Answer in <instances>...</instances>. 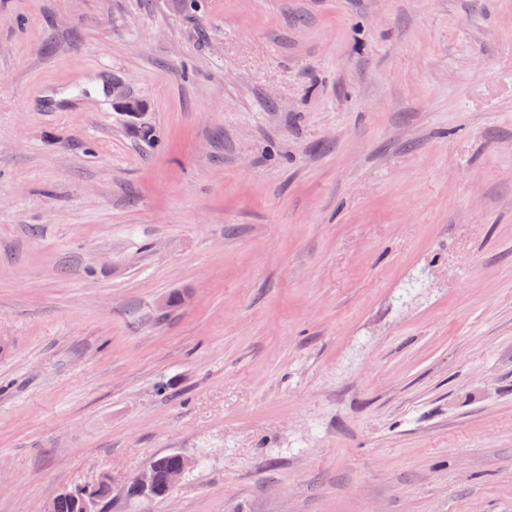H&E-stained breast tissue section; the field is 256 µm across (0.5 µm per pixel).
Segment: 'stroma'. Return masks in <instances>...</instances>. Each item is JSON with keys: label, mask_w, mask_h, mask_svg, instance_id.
Returning <instances> with one entry per match:
<instances>
[{"label": "stroma", "mask_w": 512, "mask_h": 512, "mask_svg": "<svg viewBox=\"0 0 512 512\" xmlns=\"http://www.w3.org/2000/svg\"><path fill=\"white\" fill-rule=\"evenodd\" d=\"M105 475L512 512V0H0V512ZM112 97L116 103L125 111L132 126L139 129L144 134H149L150 125L148 122V112H145L143 102L131 94L124 83L115 82L112 84ZM180 464V458L176 455V452H170L163 454L153 459L149 465L152 469L154 492L150 499L145 501H157L162 500L170 493L167 490V478L169 473L178 467Z\"/></svg>", "instance_id": "obj_1"}]
</instances>
